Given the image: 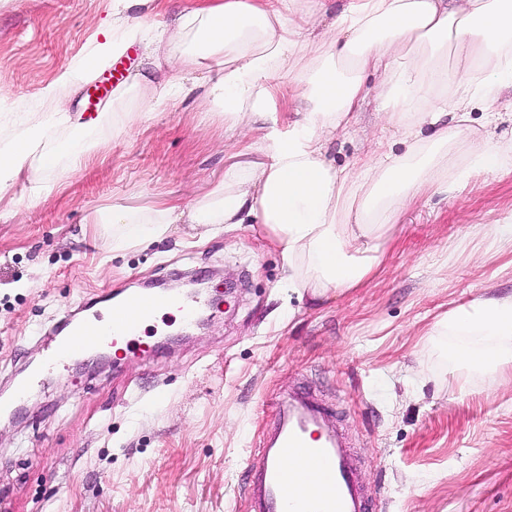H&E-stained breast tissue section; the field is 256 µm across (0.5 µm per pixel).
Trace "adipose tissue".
<instances>
[{"label":"adipose tissue","mask_w":512,"mask_h":512,"mask_svg":"<svg viewBox=\"0 0 512 512\" xmlns=\"http://www.w3.org/2000/svg\"><path fill=\"white\" fill-rule=\"evenodd\" d=\"M165 0H112V26L79 68L42 90L51 112L13 113V135L0 147V196L24 177L39 199L59 191L52 172L104 156L114 115L87 123L68 111L61 87L78 90L133 43L151 50L136 82L158 101L187 92L185 73L200 54L224 68L197 108L252 130L253 162L224 170V180L193 205L169 199L146 210L95 211L112 227V249L163 241L188 224L206 239L253 219L263 225L298 297L322 299L365 286L378 272L392 224L426 194L453 196L466 172L495 174L512 164V140L466 132L471 108L512 87V0H341L332 24L315 32L297 0H191L165 18ZM143 14L160 15L151 29ZM465 60V71L448 67ZM390 78L388 124L402 150L387 148L345 168L327 157L328 137L348 128L364 101L363 76ZM307 95L310 108L283 128L255 126L278 98ZM435 335L451 336L448 355L475 371L512 362V294L475 295L449 310Z\"/></svg>","instance_id":"obj_1"}]
</instances>
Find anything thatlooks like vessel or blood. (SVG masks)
<instances>
[{"instance_id":"vessel-or-blood-1","label":"vessel or blood","mask_w":512,"mask_h":512,"mask_svg":"<svg viewBox=\"0 0 512 512\" xmlns=\"http://www.w3.org/2000/svg\"><path fill=\"white\" fill-rule=\"evenodd\" d=\"M175 306L184 324H191L195 301L128 294L112 306L109 325L87 321L68 336L49 340L48 366L66 362L87 344L112 341L142 345V322L157 309ZM273 424L247 464L244 493L250 512H369L371 499L358 480L357 464L346 436L332 423L326 409L298 390L272 408ZM296 461L312 487L290 488L287 461Z\"/></svg>"}]
</instances>
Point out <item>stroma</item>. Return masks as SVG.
<instances>
[{"label": "stroma", "instance_id": "1", "mask_svg": "<svg viewBox=\"0 0 512 512\" xmlns=\"http://www.w3.org/2000/svg\"><path fill=\"white\" fill-rule=\"evenodd\" d=\"M112 21L110 0H17L0 8V81L22 106L86 60ZM201 58L195 88L160 106L129 85L107 156L65 170L61 193L36 200L17 179L0 208V400L42 365L62 325L95 317L117 294L193 276L232 288L207 326L184 335L161 312L145 329L152 355L107 354L92 369L70 358L43 378L16 419H0V512H248L243 479L271 402L302 389L352 442L373 512H512V364L466 372L432 328L485 288L512 293V248L484 240L512 212V166L471 177L394 226L383 269L364 287L307 305L288 292L283 258L257 224L202 240L177 224L162 242L112 255L111 226L85 218L164 197L184 205L224 177L241 136L196 108L223 68ZM352 128L331 135L344 165L397 139L378 78ZM498 112L484 122L485 109ZM473 125L512 138V88ZM468 377L469 390L452 389Z\"/></svg>", "mask_w": 512, "mask_h": 512}]
</instances>
